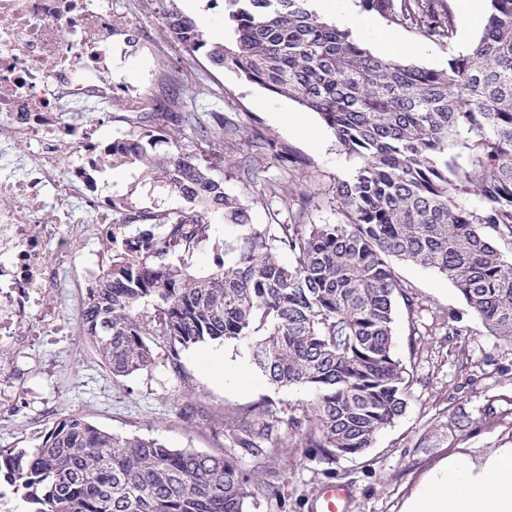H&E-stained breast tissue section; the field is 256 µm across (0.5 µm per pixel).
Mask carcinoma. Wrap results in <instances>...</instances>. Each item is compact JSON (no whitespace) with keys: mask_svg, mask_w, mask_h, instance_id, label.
<instances>
[{"mask_svg":"<svg viewBox=\"0 0 512 512\" xmlns=\"http://www.w3.org/2000/svg\"><path fill=\"white\" fill-rule=\"evenodd\" d=\"M361 7L435 44H449L455 16L446 0H360ZM168 35L217 67L317 113L340 152L358 162L336 186L334 224H305L310 196L270 183L277 213L251 224L252 200L215 179V164L156 149L186 131L214 140L219 162L236 150L238 128L218 130L172 107L148 112L140 132L112 141V165L180 195V210L112 201V264L93 288L80 319L114 377L148 368L151 337L171 358L206 341L247 340L254 364L280 387H304L313 407L288 424L310 456L328 464L362 456L376 435L403 415L410 378L394 355L397 303L417 313L412 286L392 261L442 274L492 336L512 342V0H490L483 33L441 70L374 54L348 31L309 9L308 0H224L225 40L204 37L195 22L165 14ZM260 155L296 161L255 129ZM230 234L211 238L213 221ZM210 246L213 267L188 259ZM287 254L284 263L280 255ZM152 301L153 312L141 309ZM493 396L486 427L504 418ZM224 426L254 456L274 449V426L235 411ZM0 477L30 512H244L257 494L234 457L170 448L156 439L121 437L65 416L30 450L0 449Z\"/></svg>","mask_w":512,"mask_h":512,"instance_id":"carcinoma-1","label":"carcinoma"}]
</instances>
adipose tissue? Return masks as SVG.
<instances>
[{
    "label": "adipose tissue",
    "mask_w": 512,
    "mask_h": 512,
    "mask_svg": "<svg viewBox=\"0 0 512 512\" xmlns=\"http://www.w3.org/2000/svg\"><path fill=\"white\" fill-rule=\"evenodd\" d=\"M403 512H512V442L448 456Z\"/></svg>",
    "instance_id": "ef3b65f1"
}]
</instances>
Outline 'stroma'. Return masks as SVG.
Listing matches in <instances>:
<instances>
[{
    "label": "stroma",
    "mask_w": 512,
    "mask_h": 512,
    "mask_svg": "<svg viewBox=\"0 0 512 512\" xmlns=\"http://www.w3.org/2000/svg\"><path fill=\"white\" fill-rule=\"evenodd\" d=\"M112 7L130 12L132 22L150 33L149 40L127 51L114 68L127 83V97L145 99L146 111H153L168 98L166 75L184 67L182 87L209 126L223 116L245 129L262 125L271 139L308 159V167L299 170L266 159L248 179L239 163L251 160L253 148L247 138H240L232 161L214 173L223 178L226 190L253 198V224L270 221L269 205L261 198L270 181L311 193L307 223H335L336 184L353 176L355 164L339 151L333 131L319 115L245 82L233 69L213 66L204 54H189L164 30L165 12H187L206 37L216 39L224 30L223 7H212L208 0H200L192 13L185 0H143L134 10L128 0H113ZM370 21L363 47L377 50L379 36L391 32L408 44L423 46V53L407 55V62L437 70L475 42L483 28L482 20H475L471 30H457L451 44L438 45L422 42L414 32L378 15H371ZM104 188L141 207L185 205L179 195L151 187L139 171L127 166L109 169ZM395 270L412 285L419 304L413 316L398 308L394 324V353L410 375V398L404 415L380 431L362 457L326 464L299 448L288 418L310 406V392L273 384L254 365L244 340L201 343L174 359L157 338L150 367L113 377L94 345L82 336L74 303L66 297L58 299L56 307L70 320L68 335L35 337L25 357L0 350V369L16 393L13 411L0 418V448L33 447L46 427L73 414L120 436L153 438L172 448L214 455L234 452L245 474L279 489L275 499L247 498L245 512H320V492L332 484L348 492L343 512H402L425 474L449 454L512 440L511 415L490 428L478 422L489 397L512 395V342L487 335L441 274L404 262L396 263ZM228 409L258 416L272 412L277 453L261 460L235 447L224 429ZM462 413L474 423L459 432L453 422Z\"/></svg>",
    "instance_id": "35a3bbf8"
}]
</instances>
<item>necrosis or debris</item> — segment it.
<instances>
[{
	"label": "necrosis or debris",
	"instance_id": "4bbe7bcc",
	"mask_svg": "<svg viewBox=\"0 0 512 512\" xmlns=\"http://www.w3.org/2000/svg\"><path fill=\"white\" fill-rule=\"evenodd\" d=\"M112 0H0V344L67 322L50 300L93 285L71 241L118 221L99 177L108 161L82 111L116 97Z\"/></svg>",
	"mask_w": 512,
	"mask_h": 512
}]
</instances>
